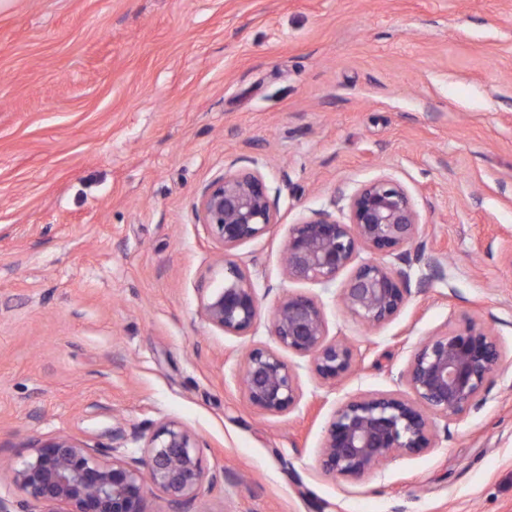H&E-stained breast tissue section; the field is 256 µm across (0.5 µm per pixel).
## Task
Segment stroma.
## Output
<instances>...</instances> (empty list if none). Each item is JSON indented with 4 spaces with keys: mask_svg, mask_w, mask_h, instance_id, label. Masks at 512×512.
<instances>
[{
    "mask_svg": "<svg viewBox=\"0 0 512 512\" xmlns=\"http://www.w3.org/2000/svg\"><path fill=\"white\" fill-rule=\"evenodd\" d=\"M257 162L278 225L236 251L262 299L208 325L224 256L194 205ZM380 176L413 197L408 301L369 329L339 282L284 273L291 224ZM512 0H0V461L59 435L180 423L214 483L192 512H512ZM323 307L356 370L252 409L240 372L277 300ZM474 318L504 353L434 445L360 481L317 467L337 404L400 392L426 337Z\"/></svg>",
    "mask_w": 512,
    "mask_h": 512,
    "instance_id": "obj_1",
    "label": "stroma"
}]
</instances>
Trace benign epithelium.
<instances>
[{"instance_id":"1","label":"benign epithelium","mask_w":512,"mask_h":512,"mask_svg":"<svg viewBox=\"0 0 512 512\" xmlns=\"http://www.w3.org/2000/svg\"><path fill=\"white\" fill-rule=\"evenodd\" d=\"M346 208L344 220L320 212L291 225L285 273L295 282H330L348 272L342 286L347 315L378 328L401 311L409 295L408 274L380 258L408 252L418 236L419 215L409 191L387 176L351 191ZM194 209L224 251L223 283L202 295V317L228 335L244 336L260 319L262 305L233 251L277 224L265 177L257 167L230 169L202 191ZM364 250L375 258L355 263ZM270 336L275 346H253L240 376L248 404L264 415H286L302 399L296 370L283 352L311 357L314 372L326 384L353 370V350L328 338L321 305L305 293L289 292L277 300ZM502 359L497 337L472 319L421 342L400 375L407 392L349 397L337 405L319 469L360 480L394 454L427 451L433 445V418L460 416ZM129 443L141 444V454H128ZM11 480L21 499L0 497V512H148L152 489L180 506L178 512H190L214 476L202 465L195 437L181 424L162 420L147 434L112 433L110 448L67 436L39 441L12 469Z\"/></svg>"}]
</instances>
